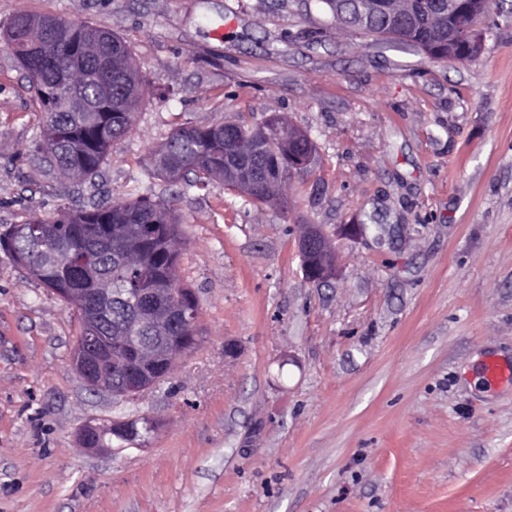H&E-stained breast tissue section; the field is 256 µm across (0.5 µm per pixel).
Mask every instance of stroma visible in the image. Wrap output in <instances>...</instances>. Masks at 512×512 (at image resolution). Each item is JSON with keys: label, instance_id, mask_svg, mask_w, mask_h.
I'll list each match as a JSON object with an SVG mask.
<instances>
[{"label": "stroma", "instance_id": "1", "mask_svg": "<svg viewBox=\"0 0 512 512\" xmlns=\"http://www.w3.org/2000/svg\"><path fill=\"white\" fill-rule=\"evenodd\" d=\"M22 9L122 37L147 94L79 186L30 156L41 115L0 48V225L172 197L206 335L140 397L92 392L74 310L0 252V512H512V386L481 379L512 364V0L472 62L337 28L321 0H0V26ZM275 113L316 147L284 204L152 176L173 129ZM305 224L336 252L322 283ZM142 415L143 446L79 443ZM484 380L489 384L512 383V364L491 359L484 364Z\"/></svg>", "mask_w": 512, "mask_h": 512}]
</instances>
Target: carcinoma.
I'll return each instance as SVG.
<instances>
[{
	"label": "carcinoma",
	"mask_w": 512,
	"mask_h": 512,
	"mask_svg": "<svg viewBox=\"0 0 512 512\" xmlns=\"http://www.w3.org/2000/svg\"><path fill=\"white\" fill-rule=\"evenodd\" d=\"M444 0H410L409 21L390 25L377 21L364 35L392 40L432 59L448 54L454 22L436 18ZM0 42L19 67L35 77L40 134L32 155L63 177L82 183L99 175L113 145L130 132L144 97L139 66L129 44L88 21L67 16L17 12L0 27ZM283 119L271 116L261 125L242 119L174 129L151 153L158 179L170 183L172 173L186 174L183 191L206 189L224 181V163L247 142H259L257 160L267 167H288V157L313 158L315 146L306 134L288 142L274 133ZM180 222L165 198L131 196L114 201L100 197L49 221L32 217L23 224L0 227V250L28 270L63 301L82 296L77 308L81 346L89 316L98 331L118 336H147L150 325L140 317L149 303L175 316L162 340L163 354L153 364L112 348V377L120 382L137 376L163 383L175 359L203 341L198 303L179 274ZM146 416L113 419L87 433L86 448H125L143 444L154 432Z\"/></svg>",
	"instance_id": "carcinoma-1"
}]
</instances>
